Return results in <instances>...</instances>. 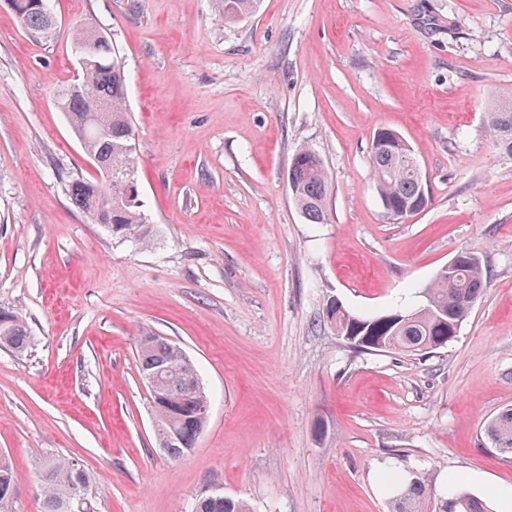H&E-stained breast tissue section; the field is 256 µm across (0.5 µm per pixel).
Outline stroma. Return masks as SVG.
Wrapping results in <instances>:
<instances>
[{"instance_id":"1","label":"stroma","mask_w":512,"mask_h":512,"mask_svg":"<svg viewBox=\"0 0 512 512\" xmlns=\"http://www.w3.org/2000/svg\"><path fill=\"white\" fill-rule=\"evenodd\" d=\"M47 34L0 6V307L33 338L0 349V453L11 512H40L36 472L90 475V512H194L221 493L251 512H388L384 476L465 486L492 508L512 455L484 422L512 408V155L485 126L512 96V0H50ZM76 21L128 77L153 238H113L70 201L94 168L54 104ZM411 146L431 202L387 216L371 144ZM322 159L328 223L288 189L296 150ZM486 290L453 341L422 356L355 352L323 322L419 300L460 251ZM179 345L211 397L195 448L158 446L136 348ZM15 495V476L9 458L0 455V511L10 512V505Z\"/></svg>"}]
</instances>
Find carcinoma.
I'll return each instance as SVG.
<instances>
[{"label": "carcinoma", "mask_w": 512, "mask_h": 512, "mask_svg": "<svg viewBox=\"0 0 512 512\" xmlns=\"http://www.w3.org/2000/svg\"><path fill=\"white\" fill-rule=\"evenodd\" d=\"M14 11L22 26L45 33L55 25L46 8L35 0H14ZM257 0H218L224 18L239 20L253 13ZM81 89L72 84L60 86L54 94L60 111L78 138L82 149L104 165H112V183L102 179L76 178L68 193L75 206L90 221L100 224L112 219L107 228L124 241H144L153 228L141 205L127 198L130 180L136 178L135 131L127 110L125 64L112 42L100 37L93 64L79 74ZM102 103L100 112L90 111ZM487 129L496 145L512 154V103L503 102L487 113ZM375 135L385 139L372 147L371 166L380 202L404 209L408 215L425 210L430 201L428 185L410 165L412 151L399 134L380 128ZM291 199L311 224L330 219L331 184L319 156L307 147L297 150L288 170ZM487 273L474 252H459L451 275L437 272L432 284L423 289V301L402 306L382 315H359L333 300L327 302L324 321L336 336L358 339L363 351H395L406 355L430 353L453 341L462 323L483 294ZM32 343L23 319L14 311L0 308V348L17 355ZM138 369L142 378L152 377L151 408L159 445L176 460L195 448L208 423L210 399L197 369L182 348L146 333L137 347ZM483 431L491 446L502 454H512V408L486 420ZM40 512H74L79 492L88 488L90 477L77 464L54 459L37 474ZM15 495V476L9 458L0 455V512H10ZM390 512H490L487 504L470 491L455 487L436 493L426 478L414 477L396 490L389 501ZM195 512H249L245 504L222 494L198 499Z\"/></svg>", "instance_id": "obj_1"}]
</instances>
